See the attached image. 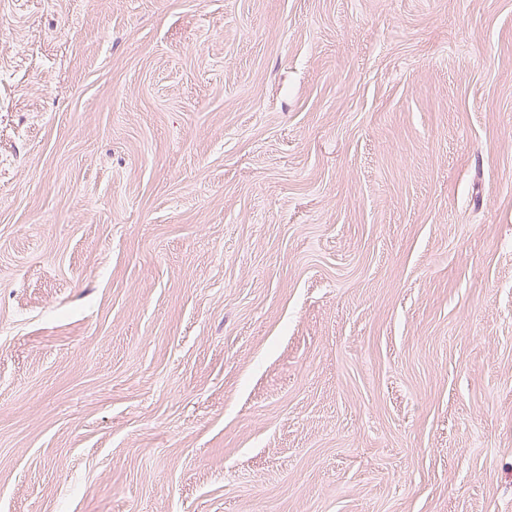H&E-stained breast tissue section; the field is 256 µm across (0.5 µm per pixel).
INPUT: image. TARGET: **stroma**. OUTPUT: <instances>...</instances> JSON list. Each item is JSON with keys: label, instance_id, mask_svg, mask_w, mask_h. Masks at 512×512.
Here are the masks:
<instances>
[{"label": "stroma", "instance_id": "35a3bbf8", "mask_svg": "<svg viewBox=\"0 0 512 512\" xmlns=\"http://www.w3.org/2000/svg\"><path fill=\"white\" fill-rule=\"evenodd\" d=\"M0 512H512V0H0Z\"/></svg>", "mask_w": 512, "mask_h": 512}]
</instances>
